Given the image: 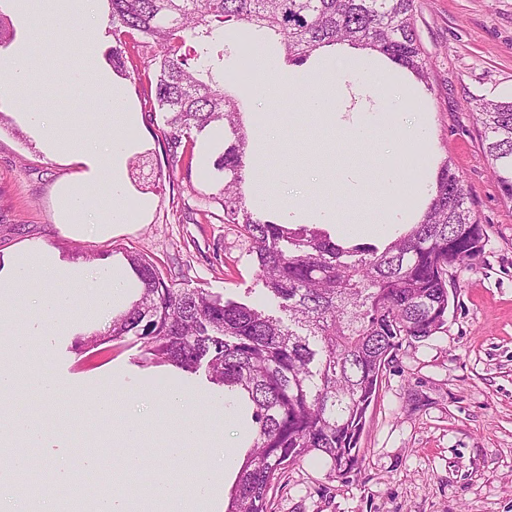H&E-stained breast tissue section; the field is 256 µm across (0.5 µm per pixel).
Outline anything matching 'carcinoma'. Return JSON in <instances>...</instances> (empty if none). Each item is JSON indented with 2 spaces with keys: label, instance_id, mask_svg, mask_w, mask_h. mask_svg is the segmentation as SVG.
Here are the masks:
<instances>
[{
  "label": "carcinoma",
  "instance_id": "cac0c4a2",
  "mask_svg": "<svg viewBox=\"0 0 512 512\" xmlns=\"http://www.w3.org/2000/svg\"><path fill=\"white\" fill-rule=\"evenodd\" d=\"M109 61L126 74L127 43L157 48L154 101L168 145V176L192 167L208 128L230 137L213 167L224 223L240 225L272 313L185 288L141 254L128 256L142 288L112 324L85 340L134 336L144 354L247 394L253 405L250 452L239 468L227 512H268L282 470L321 456L329 475L347 478L383 369L403 344L446 323L448 268L470 264L486 229L467 206L462 177L443 163L422 221L383 248L344 247L309 224L261 217L242 192L248 146L236 99L224 90V44L237 23L279 36L287 62L303 64L324 46L351 42L428 78L414 23L415 0H109ZM485 153L504 199L512 202V101L475 103Z\"/></svg>",
  "mask_w": 512,
  "mask_h": 512
}]
</instances>
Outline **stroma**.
Listing matches in <instances>:
<instances>
[{"instance_id":"1","label":"stroma","mask_w":512,"mask_h":512,"mask_svg":"<svg viewBox=\"0 0 512 512\" xmlns=\"http://www.w3.org/2000/svg\"><path fill=\"white\" fill-rule=\"evenodd\" d=\"M416 33L430 63L424 96L405 89L388 93L400 111L430 116L431 140L424 147L434 162L450 161L469 193L470 207L486 227L482 253L471 265L448 271L454 299L445 325L435 335L403 345L383 371L377 396L359 440L358 470L333 478L317 456L288 467L270 493V512H512V202L505 201L483 149V129L467 108L475 99L512 98V0H417ZM46 81L35 76L31 93L48 112H94L102 89L74 85L58 68L56 33L41 26ZM154 47L126 49L124 84L141 116L138 136L145 147L128 181L134 197L152 201L144 221L109 239L69 238L54 221L53 191L78 178L79 168L48 160L10 114L0 115V255L19 244L55 249L62 259L75 251L126 260L135 252L188 288L202 287L258 308L268 298L257 277L248 244L237 225L224 221L213 193V172L202 147H195L190 179L160 176L166 165L163 121L153 112L147 76ZM242 111L294 112L308 109L307 94L266 85L244 96ZM311 162L296 165L294 179L281 177L289 162L287 143L271 151L272 176L280 192L290 181H306L312 164L325 167L344 154L334 135H306ZM97 323L76 320L54 336L30 339L29 369L43 370L63 386L58 401L41 405V419L67 431L68 440L48 439L31 448L48 484L67 487L87 473H104L109 453L87 454L97 437L90 397L113 387L142 396L132 418L149 432L159 396L180 385L213 397L224 389L205 372L194 374L142 356L139 342L106 344L97 355L82 342Z\"/></svg>"}]
</instances>
